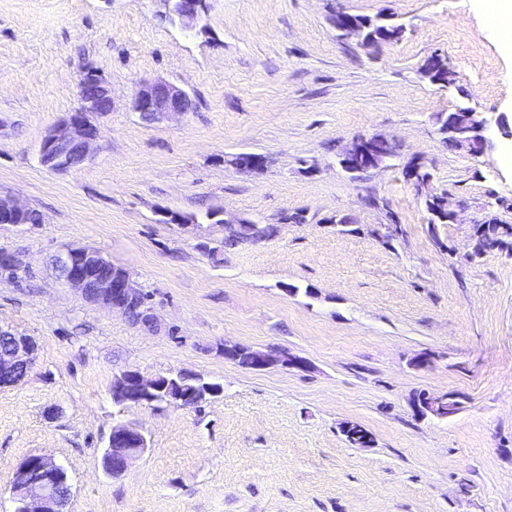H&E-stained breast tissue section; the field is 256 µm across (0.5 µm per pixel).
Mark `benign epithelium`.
<instances>
[{
  "label": "benign epithelium",
  "mask_w": 512,
  "mask_h": 512,
  "mask_svg": "<svg viewBox=\"0 0 512 512\" xmlns=\"http://www.w3.org/2000/svg\"><path fill=\"white\" fill-rule=\"evenodd\" d=\"M170 11L185 27L198 19L202 0H169ZM331 23L343 39L355 41L367 47L389 43L392 38H376L369 34L365 24L347 11L331 16ZM421 73L432 83L447 87L452 84V72L441 55L434 56V64L421 67ZM80 107L68 113L52 126L43 138L39 156L41 164L51 171H62L81 166L91 156L100 137L101 120L112 112V92L106 79L95 70L86 72L80 82ZM194 103L189 93L180 86L162 80L140 85L133 99V110L141 116L157 118L190 112ZM496 127L504 138H512V125L505 117L491 120L486 113L469 106H459L441 133L459 141L465 150L475 149L482 155L491 147V127ZM377 136H361L353 139L343 150L340 165L347 171L357 169L361 173L380 167L378 163ZM265 165V157L254 153L237 155L234 167L242 172H254ZM30 208L10 198L0 197V216L12 224L28 214ZM89 248L78 244L60 247L52 258L53 268L62 274L63 281L94 304L130 315L132 308L141 306L143 291L138 288L124 270L112 269L110 273L91 274L87 268ZM7 344L0 351V377L29 374L35 362L34 340L11 330L3 331ZM248 353L253 368L264 370L282 365L298 370L307 369V362L277 350H252L239 345H224V357L232 358L239 351ZM114 392L129 405L161 404L166 388L165 375L146 379L139 371L127 369ZM459 406L451 403L446 394L430 401L426 408L416 410L417 416L444 418L454 414ZM111 448L101 459L104 472L117 478L147 451L145 433L133 422L119 421L112 426L109 435ZM71 478L64 467L47 454H32L16 466L12 485V512H64L63 499L58 489L69 484Z\"/></svg>",
  "instance_id": "obj_1"
}]
</instances>
